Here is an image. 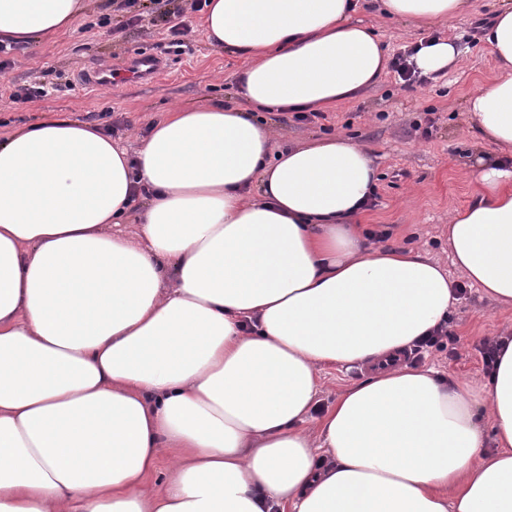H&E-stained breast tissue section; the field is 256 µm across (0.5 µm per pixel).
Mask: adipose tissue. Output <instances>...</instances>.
I'll return each mask as SVG.
<instances>
[{
    "label": "adipose tissue",
    "mask_w": 512,
    "mask_h": 512,
    "mask_svg": "<svg viewBox=\"0 0 512 512\" xmlns=\"http://www.w3.org/2000/svg\"><path fill=\"white\" fill-rule=\"evenodd\" d=\"M381 8L431 25L469 0ZM84 9L0 0V43L71 33ZM353 9L209 0L208 42L248 61L244 107L172 112L132 152L56 117L0 142V512H512V336L481 396L399 361L448 320L454 275L512 308V168L481 162L446 270L359 236L367 150L275 153L256 116L385 75ZM485 40L503 74L467 110L512 151V7ZM359 362L311 437L319 367ZM164 455L161 489L140 492Z\"/></svg>",
    "instance_id": "1"
}]
</instances>
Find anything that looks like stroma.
Returning <instances> with one entry per match:
<instances>
[{
	"label": "stroma",
	"mask_w": 512,
	"mask_h": 512,
	"mask_svg": "<svg viewBox=\"0 0 512 512\" xmlns=\"http://www.w3.org/2000/svg\"><path fill=\"white\" fill-rule=\"evenodd\" d=\"M353 22L372 28L389 56L428 38L432 33L453 39L460 48L445 74L410 90L399 89L392 76L354 98L328 109L325 118L298 122L292 111L262 115L273 149L336 135L364 146L377 163L375 207L364 211V228L388 231L393 247L414 248L442 266H450L448 219L474 199L476 169L481 158L499 159L498 148L479 137L466 110L471 93L498 75L496 61L474 24L488 21L512 0H470L465 15L419 27L384 15L376 0H355ZM121 21L112 0H90L73 33L40 38L13 46L11 62L0 72V135H6L59 116L99 124L112 138L136 146L152 122L170 110L209 105L216 101L241 106L238 75L246 60L229 49L212 46L203 30L202 13H186L188 28L182 49L170 48L164 27L134 28L124 35L97 27L102 16ZM163 60L165 69L155 78L87 88L81 76L100 64L121 66L141 54ZM49 86L48 96L26 102L11 101L14 87L30 83ZM433 115L429 137L415 132L414 123ZM512 324V309L496 308L476 287L457 299L448 321L454 336L452 351L430 349L423 366L481 387L483 371L479 347L484 339L500 335Z\"/></svg>",
	"instance_id": "obj_1"
}]
</instances>
